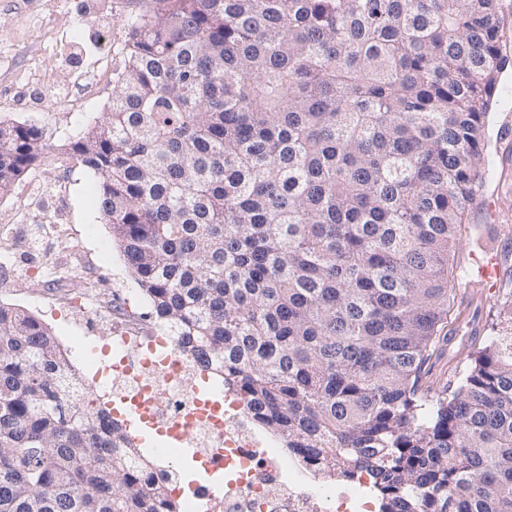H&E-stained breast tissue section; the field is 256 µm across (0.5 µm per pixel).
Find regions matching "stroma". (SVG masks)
<instances>
[{"mask_svg":"<svg viewBox=\"0 0 512 512\" xmlns=\"http://www.w3.org/2000/svg\"><path fill=\"white\" fill-rule=\"evenodd\" d=\"M167 0H0V121L44 127L50 149L0 197V303L53 329L91 389L107 376L90 358L118 316L148 307L97 209V185L70 139L102 118L112 101V69L128 20ZM493 173L467 209L451 261L448 319L457 338L429 363L428 382L455 385L470 335H491L512 300V69L492 106ZM496 258L497 273L480 272Z\"/></svg>","mask_w":512,"mask_h":512,"instance_id":"1","label":"stroma"}]
</instances>
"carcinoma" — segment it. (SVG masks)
Segmentation results:
<instances>
[{
    "label": "carcinoma",
    "instance_id": "carcinoma-1",
    "mask_svg": "<svg viewBox=\"0 0 512 512\" xmlns=\"http://www.w3.org/2000/svg\"><path fill=\"white\" fill-rule=\"evenodd\" d=\"M499 0H173L71 142L151 315L380 512H512V301L423 383L512 59ZM50 145L0 121V197ZM52 330L0 304V512H179Z\"/></svg>",
    "mask_w": 512,
    "mask_h": 512
}]
</instances>
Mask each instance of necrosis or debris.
Masks as SVG:
<instances>
[{"instance_id":"necrosis-or-debris-1","label":"necrosis or debris","mask_w":512,"mask_h":512,"mask_svg":"<svg viewBox=\"0 0 512 512\" xmlns=\"http://www.w3.org/2000/svg\"><path fill=\"white\" fill-rule=\"evenodd\" d=\"M108 352L120 396L152 399L163 434L185 427L201 445L200 468L224 473V512H370L361 487L343 492L311 483L286 456L265 446L243 405L224 414L222 426L199 413L189 357L174 337L129 324L112 330Z\"/></svg>"}]
</instances>
